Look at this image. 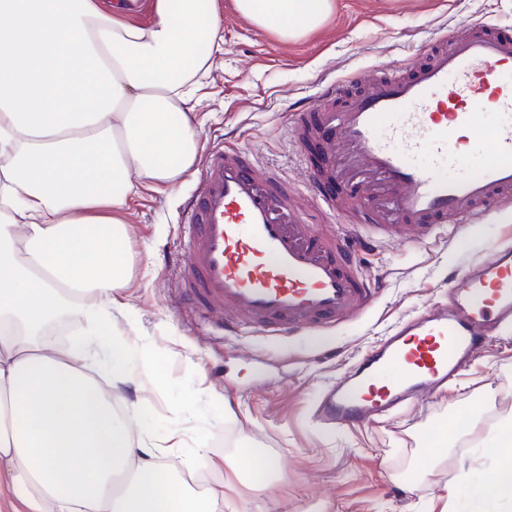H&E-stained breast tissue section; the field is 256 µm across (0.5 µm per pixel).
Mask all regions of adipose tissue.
I'll return each mask as SVG.
<instances>
[{
  "instance_id": "obj_1",
  "label": "adipose tissue",
  "mask_w": 512,
  "mask_h": 512,
  "mask_svg": "<svg viewBox=\"0 0 512 512\" xmlns=\"http://www.w3.org/2000/svg\"><path fill=\"white\" fill-rule=\"evenodd\" d=\"M0 0V512H224L225 470L268 487L271 463H234L179 431L134 433L140 387L127 316L122 218L141 180L171 188L195 165L192 88L224 49L217 0ZM258 29L295 41L335 0H235ZM112 352L107 366L98 348ZM494 479L450 487L470 512L512 501V416ZM178 463L157 465L158 456ZM205 461L210 479L186 477Z\"/></svg>"
}]
</instances>
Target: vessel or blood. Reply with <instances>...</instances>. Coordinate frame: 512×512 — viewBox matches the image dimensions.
<instances>
[{"mask_svg":"<svg viewBox=\"0 0 512 512\" xmlns=\"http://www.w3.org/2000/svg\"><path fill=\"white\" fill-rule=\"evenodd\" d=\"M449 49L405 73L360 71L342 109L339 83L298 113L290 137L317 143L323 162L302 176L330 209L345 165H353L365 211L335 233L316 231L291 182L249 155L208 153L188 208L179 266L182 296L198 304L226 338L253 329L270 335L322 331L371 308L382 288L356 252L429 238L512 205V36L463 24ZM492 124H485L486 114ZM488 125L494 158L472 168L467 136ZM454 164L457 175L441 170ZM453 301L400 321L360 355L323 397L339 427L391 415L448 388L498 324L512 323V244L451 276Z\"/></svg>","mask_w":512,"mask_h":512,"instance_id":"vessel-or-blood-1","label":"vessel or blood"}]
</instances>
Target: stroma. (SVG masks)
I'll list each match as a JSON object with an SVG mask.
<instances>
[{
    "mask_svg": "<svg viewBox=\"0 0 512 512\" xmlns=\"http://www.w3.org/2000/svg\"><path fill=\"white\" fill-rule=\"evenodd\" d=\"M218 7L224 54L195 95L197 158L218 147L251 152L305 199L311 191L296 180L289 122L324 85L355 71L412 65L460 22L490 20L512 34V0H336L333 17L294 42L258 30L233 0ZM194 184L191 176L172 190L144 184L128 207L135 307L127 333L141 352L160 358V379L143 393L140 428L157 436L180 430L188 454L201 442L228 460L244 448L270 460L261 494L250 490L247 474L231 476L224 512H465L462 500H449L448 486L467 473L482 483L493 476L491 456L474 457L472 448L493 416L512 415V328L490 337L456 388L389 419L336 428L313 407L353 356L398 321L446 300L452 273L507 242L512 210L495 224L478 218L444 239L363 255L362 267L384 288L358 318L325 331L228 340L182 302L175 285L178 220ZM452 425L447 458L422 472L432 437Z\"/></svg>",
    "mask_w": 512,
    "mask_h": 512,
    "instance_id": "35a3bbf8",
    "label": "stroma"
}]
</instances>
